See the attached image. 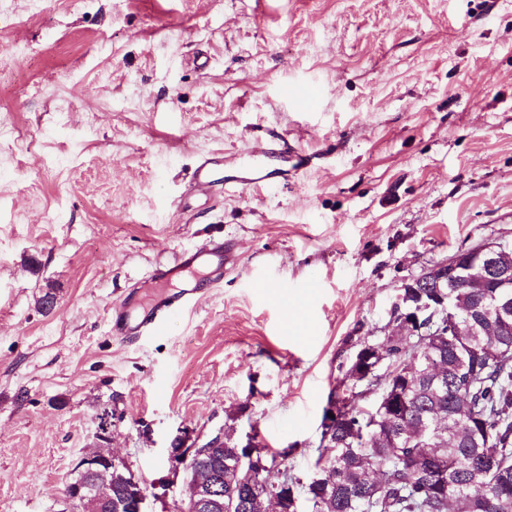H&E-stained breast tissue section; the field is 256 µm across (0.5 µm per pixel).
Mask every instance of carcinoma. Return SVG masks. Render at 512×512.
Masks as SVG:
<instances>
[{
	"label": "carcinoma",
	"instance_id": "carcinoma-1",
	"mask_svg": "<svg viewBox=\"0 0 512 512\" xmlns=\"http://www.w3.org/2000/svg\"><path fill=\"white\" fill-rule=\"evenodd\" d=\"M445 304L433 303L413 335L365 341L349 360V394L336 397L332 444L316 464L329 483L283 472L280 512L292 495L312 512H512V310L498 309L511 288L449 278ZM383 359L390 377L363 380ZM381 387L369 410L356 407ZM240 439L224 434L210 468L223 475L226 512H261L250 481L236 473Z\"/></svg>",
	"mask_w": 512,
	"mask_h": 512
}]
</instances>
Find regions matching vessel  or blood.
I'll return each mask as SVG.
<instances>
[{"label": "vessel or blood", "instance_id": "1", "mask_svg": "<svg viewBox=\"0 0 512 512\" xmlns=\"http://www.w3.org/2000/svg\"><path fill=\"white\" fill-rule=\"evenodd\" d=\"M254 154L256 160L252 163L221 155L199 161L194 171L196 189L203 192L221 183L244 192L260 185L284 184L311 163L308 155L299 152L284 138L257 144ZM233 262L230 247L219 238L210 239L202 248L177 253L170 262L151 272V280L161 287L162 292L143 315L131 317L133 302L128 297L111 306L112 334L131 341L163 334L172 316L193 308L201 282L219 283L225 266Z\"/></svg>", "mask_w": 512, "mask_h": 512}]
</instances>
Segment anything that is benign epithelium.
I'll use <instances>...</instances> for the list:
<instances>
[{"label":"benign epithelium","mask_w":512,"mask_h":512,"mask_svg":"<svg viewBox=\"0 0 512 512\" xmlns=\"http://www.w3.org/2000/svg\"><path fill=\"white\" fill-rule=\"evenodd\" d=\"M504 246V242H483L477 250L481 269L499 288L508 287L509 280L508 274L500 269V254ZM447 267H455V259L436 263L419 275L403 280L402 287L419 289L415 302H409V295L404 293L397 295L393 303V308L401 314L407 325L419 323L421 316L431 309V300L420 292V288L427 282H440ZM223 438L224 433L218 432L201 445L195 432L186 428L176 436V440L170 442V471L175 476L181 472L185 474L187 491L186 496L172 500L168 512H224V494L218 492L214 483L201 480L199 475L201 457L211 448L220 449ZM118 465L125 466L129 472L124 498L119 507L127 512H145L148 498L145 483L135 474L125 458L105 452H93L80 459V469L84 471L86 478L78 483L67 484L60 512H93L100 507L101 490L109 482L111 467Z\"/></svg>","instance_id":"1"}]
</instances>
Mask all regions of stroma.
I'll return each instance as SVG.
<instances>
[{
  "label": "stroma",
  "instance_id": "35a3bbf8",
  "mask_svg": "<svg viewBox=\"0 0 512 512\" xmlns=\"http://www.w3.org/2000/svg\"><path fill=\"white\" fill-rule=\"evenodd\" d=\"M0 128V512H56L112 399L146 482L184 428L256 433L306 479L403 279L512 243V0H0ZM280 137L313 158L287 186L192 189L202 157ZM213 237L221 283L111 334ZM234 262L231 248L223 239H210L195 251H181L167 264L155 267L150 279L159 288H173L175 292H164L152 300L143 315L132 318L130 309L142 302L140 295L132 302L129 293L124 299L110 306L111 333L131 341L144 336L163 334L170 318L193 308L202 288V281L219 283L224 276V266ZM179 281L180 287L173 286Z\"/></svg>",
  "mask_w": 512,
  "mask_h": 512
}]
</instances>
